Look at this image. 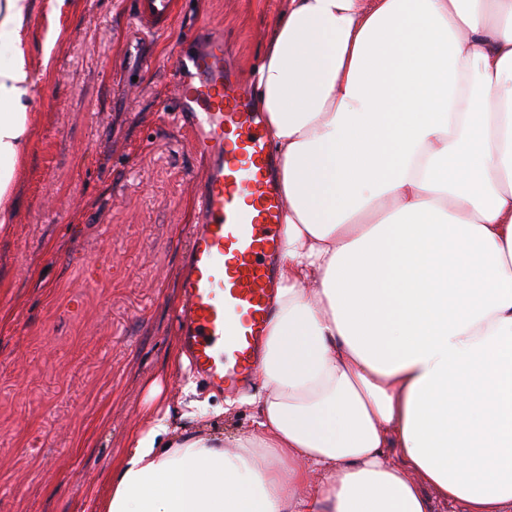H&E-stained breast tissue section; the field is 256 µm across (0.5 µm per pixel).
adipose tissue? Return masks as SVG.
Here are the masks:
<instances>
[{
  "label": "adipose tissue",
  "instance_id": "obj_1",
  "mask_svg": "<svg viewBox=\"0 0 512 512\" xmlns=\"http://www.w3.org/2000/svg\"><path fill=\"white\" fill-rule=\"evenodd\" d=\"M33 11L0 0V230ZM255 83L286 202L255 431L152 419L97 512H512V0H287Z\"/></svg>",
  "mask_w": 512,
  "mask_h": 512
}]
</instances>
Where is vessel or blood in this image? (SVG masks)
Here are the masks:
<instances>
[{
	"label": "vessel or blood",
	"instance_id": "1",
	"mask_svg": "<svg viewBox=\"0 0 512 512\" xmlns=\"http://www.w3.org/2000/svg\"><path fill=\"white\" fill-rule=\"evenodd\" d=\"M136 3L148 35L167 30L176 0ZM198 40L193 53L178 57L172 107L205 160L177 318L196 373L232 394L258 363L277 287L284 198L264 118L225 74L223 37L204 32Z\"/></svg>",
	"mask_w": 512,
	"mask_h": 512
}]
</instances>
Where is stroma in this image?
Segmentation results:
<instances>
[{
  "label": "stroma",
  "mask_w": 512,
  "mask_h": 512,
  "mask_svg": "<svg viewBox=\"0 0 512 512\" xmlns=\"http://www.w3.org/2000/svg\"><path fill=\"white\" fill-rule=\"evenodd\" d=\"M73 2L55 18L52 0H35L27 32L32 135L0 230V512H95L113 458L157 412L182 435L253 428L252 406L215 414L225 392L175 358L202 161L165 109L176 53L204 22L253 89L286 0H178L157 40L133 0Z\"/></svg>",
  "instance_id": "stroma-1"
}]
</instances>
